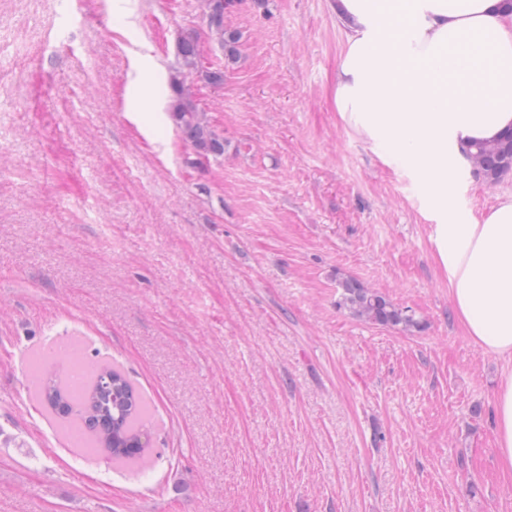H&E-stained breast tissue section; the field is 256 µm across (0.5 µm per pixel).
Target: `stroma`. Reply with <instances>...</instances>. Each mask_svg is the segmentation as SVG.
I'll return each mask as SVG.
<instances>
[{
  "instance_id": "35a3bbf8",
  "label": "stroma",
  "mask_w": 512,
  "mask_h": 512,
  "mask_svg": "<svg viewBox=\"0 0 512 512\" xmlns=\"http://www.w3.org/2000/svg\"><path fill=\"white\" fill-rule=\"evenodd\" d=\"M0 0V512H512L494 395L419 189L335 107L327 0ZM224 85L197 157L169 111L179 36ZM512 190L456 177L459 221ZM351 277L419 329L339 306ZM60 342L122 370L142 460L74 445L39 401ZM225 1L228 0H201L200 6L210 38L225 50L228 60L233 61L238 52L239 34L224 29V11L228 8Z\"/></svg>"
}]
</instances>
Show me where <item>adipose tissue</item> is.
Wrapping results in <instances>:
<instances>
[{
	"label": "adipose tissue",
	"instance_id": "adipose-tissue-1",
	"mask_svg": "<svg viewBox=\"0 0 512 512\" xmlns=\"http://www.w3.org/2000/svg\"><path fill=\"white\" fill-rule=\"evenodd\" d=\"M343 38L342 123L420 187L456 318L512 362V192L455 220L452 178L472 144L512 130V10L502 0H328ZM499 462L512 472V373L495 393Z\"/></svg>",
	"mask_w": 512,
	"mask_h": 512
}]
</instances>
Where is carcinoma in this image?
Masks as SVG:
<instances>
[{
    "label": "carcinoma",
    "instance_id": "cac0c4a2",
    "mask_svg": "<svg viewBox=\"0 0 512 512\" xmlns=\"http://www.w3.org/2000/svg\"><path fill=\"white\" fill-rule=\"evenodd\" d=\"M200 6L210 38L225 50L229 60H234L239 34L224 29L225 0H200ZM177 59V66L169 75L168 91L171 112L183 139L200 157L222 154L224 139L195 103L193 83L203 81L221 86L224 71L202 65L198 36L194 32L181 36ZM470 159L475 172L486 181L499 179L512 170V134L504 135L495 143L471 146ZM340 287V305L356 317L406 331L420 328L414 315L359 281L347 277L340 282ZM88 370L90 375L81 386L73 384L66 374L38 382L40 399L58 420L77 422L79 430L94 444V452L105 453L118 462L142 459L148 441L142 424V404L133 385L121 370L108 363L90 364Z\"/></svg>",
    "mask_w": 512,
    "mask_h": 512
}]
</instances>
